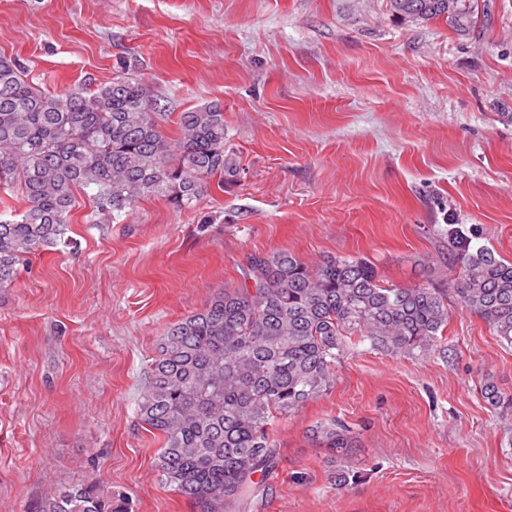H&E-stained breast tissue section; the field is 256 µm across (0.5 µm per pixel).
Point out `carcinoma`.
<instances>
[{"instance_id": "1", "label": "carcinoma", "mask_w": 512, "mask_h": 512, "mask_svg": "<svg viewBox=\"0 0 512 512\" xmlns=\"http://www.w3.org/2000/svg\"><path fill=\"white\" fill-rule=\"evenodd\" d=\"M419 23L445 20L460 30L476 0H390ZM165 113L144 85L117 74L105 84L56 93L35 85L15 57L0 55V187L22 195L15 213L0 197V288L38 251L65 238L74 191L89 194V224H112L136 202L164 196L179 209L210 184L237 172L224 112L210 105L183 112L177 138L161 131ZM448 256L459 266L461 303L512 347V263L498 260L457 227ZM448 326L441 288L385 287L367 260L326 257L310 267L288 251L252 254L241 280L171 325L139 404L163 440L155 467L162 481L199 512H234L275 472V425L336 383L348 341L391 354L429 351ZM491 405L512 409V395L481 386ZM334 450L351 430L313 428ZM41 512H122L90 487L45 498Z\"/></svg>"}]
</instances>
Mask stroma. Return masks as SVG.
<instances>
[{"instance_id": "stroma-1", "label": "stroma", "mask_w": 512, "mask_h": 512, "mask_svg": "<svg viewBox=\"0 0 512 512\" xmlns=\"http://www.w3.org/2000/svg\"><path fill=\"white\" fill-rule=\"evenodd\" d=\"M469 30L390 0H0V53L49 90L136 76L173 116L224 113L239 174L197 205L155 196L44 250L0 288V512L96 485L126 512H196L153 467L138 405L165 328L253 253L370 260L448 292L434 351L348 343L336 384L279 423L280 464L244 512H512V347L460 302L448 226L512 262V0ZM358 433L345 457L317 424ZM348 466L346 486L332 479Z\"/></svg>"}]
</instances>
